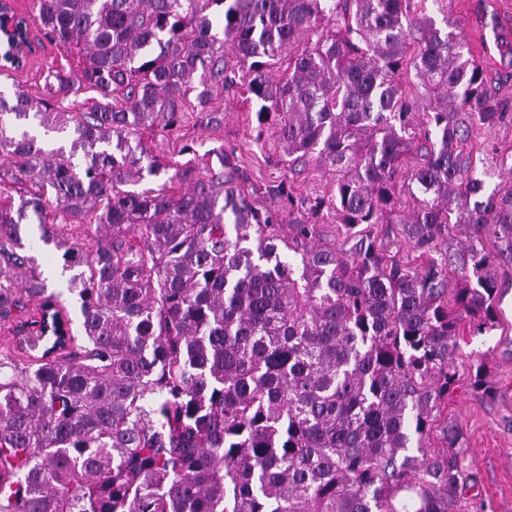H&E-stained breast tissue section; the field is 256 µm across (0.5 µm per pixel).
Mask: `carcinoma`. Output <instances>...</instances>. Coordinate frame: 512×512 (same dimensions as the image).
I'll use <instances>...</instances> for the list:
<instances>
[{
	"mask_svg": "<svg viewBox=\"0 0 512 512\" xmlns=\"http://www.w3.org/2000/svg\"><path fill=\"white\" fill-rule=\"evenodd\" d=\"M410 0H36L27 19L76 57L33 98L0 95V512H449L462 432L435 411L456 383L460 322L493 327L512 265L507 165L464 155L508 118L452 13ZM413 53H408L410 45ZM233 56L228 68L224 53ZM288 53L273 83L266 60ZM274 118L284 153L336 171L350 250L316 226L277 234L224 174L171 192L126 186L166 169L143 136L180 127L189 95L237 85ZM422 81L425 121L402 80ZM95 93L64 110L75 83ZM421 263L377 246L400 192ZM61 253L80 301L72 332L24 225ZM96 225L88 251L72 233ZM465 235L462 287L450 256ZM496 239L486 246L488 233Z\"/></svg>",
	"mask_w": 512,
	"mask_h": 512,
	"instance_id": "carcinoma-1",
	"label": "carcinoma"
}]
</instances>
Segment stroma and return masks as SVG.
I'll list each match as a JSON object with an SVG mask.
<instances>
[{
	"label": "stroma",
	"mask_w": 512,
	"mask_h": 512,
	"mask_svg": "<svg viewBox=\"0 0 512 512\" xmlns=\"http://www.w3.org/2000/svg\"><path fill=\"white\" fill-rule=\"evenodd\" d=\"M452 11L461 23V35L473 55L487 67L488 88L512 115V59L500 56L496 37L512 41V0H452ZM37 50L22 74L0 72V94L13 97L21 91L41 95L49 70L67 65L68 56L57 45L31 31ZM259 108L244 86L212 88L207 112L188 101L181 128L173 134L146 135L152 154L164 159L160 175H144L136 190L159 187L192 162L193 177L219 170L234 174V185L249 195L259 210L280 208L274 190L290 187L303 207L296 217L315 224L316 241L341 247L344 230L335 212L312 214L316 198L328 193L335 174L308 157L298 163L285 161L274 122L257 119ZM474 162L491 154H512V118L490 129L474 132L467 143ZM456 359L457 388L442 413L464 434L461 448L466 480L460 485L454 512H512V270L503 279L496 299L493 328L482 335L463 334ZM481 360L492 393H474L470 380L473 360Z\"/></svg>",
	"instance_id": "1"
}]
</instances>
